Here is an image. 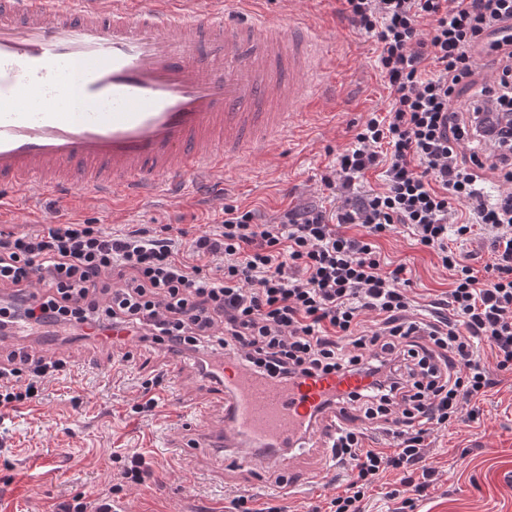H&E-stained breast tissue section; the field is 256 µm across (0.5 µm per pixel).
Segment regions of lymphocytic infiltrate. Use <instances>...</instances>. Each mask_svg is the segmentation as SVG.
<instances>
[{
  "label": "lymphocytic infiltrate",
  "mask_w": 512,
  "mask_h": 512,
  "mask_svg": "<svg viewBox=\"0 0 512 512\" xmlns=\"http://www.w3.org/2000/svg\"><path fill=\"white\" fill-rule=\"evenodd\" d=\"M343 2L377 43L390 101L322 182L354 189L379 167L382 190L356 192L331 218L307 207L276 224L228 205L219 224L189 241L77 222L0 232V331L20 324L92 336L107 327L173 350L206 354L220 345L245 372L284 384L363 374L368 386L345 398L361 425L338 428L330 442L346 486L326 512H364L367 490L390 471L421 494L435 473L431 428L476 419V399L496 384L492 371L512 373V193L488 202L479 188L486 167L512 182V34L503 33L512 0ZM481 58L497 63V80L468 109L499 147L489 163L464 153L455 107ZM463 202L464 217L456 209ZM343 224L365 232L345 235ZM400 227L450 271V317L410 295L404 265L386 269L376 240ZM478 236L492 245L479 272L460 248ZM481 344L494 368L478 354ZM61 368L1 365L0 412L38 398ZM369 429L391 435L393 452L364 447Z\"/></svg>",
  "instance_id": "obj_1"
}]
</instances>
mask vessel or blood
Masks as SVG:
<instances>
[{"label":"vessel or blood","mask_w":512,"mask_h":512,"mask_svg":"<svg viewBox=\"0 0 512 512\" xmlns=\"http://www.w3.org/2000/svg\"><path fill=\"white\" fill-rule=\"evenodd\" d=\"M0 0V219L43 197L150 199L159 180L213 182L229 159L266 157L301 94L329 92L330 50L299 14L271 21L256 0ZM211 365L235 396L221 426L280 448L355 374L281 384L227 350Z\"/></svg>","instance_id":"b4317fda"}]
</instances>
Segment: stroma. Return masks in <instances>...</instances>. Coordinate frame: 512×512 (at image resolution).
Here are the masks:
<instances>
[{
  "label": "stroma",
  "mask_w": 512,
  "mask_h": 512,
  "mask_svg": "<svg viewBox=\"0 0 512 512\" xmlns=\"http://www.w3.org/2000/svg\"><path fill=\"white\" fill-rule=\"evenodd\" d=\"M301 9L334 43V99H307L287 136L270 146L268 159L247 168L226 162L215 183H190L174 194L161 185L167 198L151 206L90 200L77 205L72 220L117 233L169 224L192 239L219 223L228 204L254 211L259 224L278 223L291 209L316 206L332 214L345 205L350 192L324 186L320 176L351 146L358 125L385 108L388 89L373 38L353 26L341 0H304ZM379 246L388 261L406 264L419 302L444 297L451 277L433 252L403 231L380 239ZM50 340L67 358L64 371L39 400L0 414V512H56L77 495L90 504L104 498L126 503L132 512H234L239 495L248 497L253 512H324L341 492L345 475L337 468L328 469L318 486L301 484L284 495L276 470L241 474L219 449L199 447L200 424L183 409L199 399L223 401L224 387L204 379L197 354L129 338L115 347L89 336L54 333ZM156 376L162 382L153 390V414L131 413L141 383ZM497 379L477 419L431 433L436 473L405 512H512V374ZM178 427L192 455L170 453ZM128 451L143 453L152 473L117 490L113 456Z\"/></svg>",
  "instance_id": "35a3bbf8"
}]
</instances>
